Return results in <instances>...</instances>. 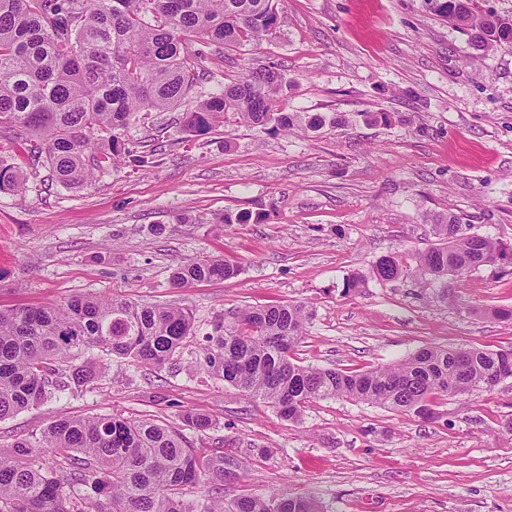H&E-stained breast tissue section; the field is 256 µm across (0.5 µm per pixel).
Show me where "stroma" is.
<instances>
[{"label": "stroma", "mask_w": 512, "mask_h": 512, "mask_svg": "<svg viewBox=\"0 0 512 512\" xmlns=\"http://www.w3.org/2000/svg\"><path fill=\"white\" fill-rule=\"evenodd\" d=\"M286 23L259 42L201 54L193 98L220 93L246 68L288 73L284 112L320 113L322 129L272 135L229 120L200 135L182 112L133 124L129 149L154 166L118 162L92 186L66 189L0 134V168L30 190L0 191V309L121 295L188 309L197 335L225 312L304 302L313 308L295 362L367 370L418 349L512 350V264L452 276L447 288L414 275L370 279L399 253L409 270L436 243L433 220L452 213L512 248V45L473 50L426 0H279ZM264 214L222 224L232 212ZM214 256L235 277L185 288L170 273ZM363 287L344 292L347 278ZM103 370L0 420V446L63 416L119 414L181 427L202 453L241 466L224 496L308 493L325 512H512V377L492 390L435 397L433 419L348 399L310 404L300 423L222 380L191 373L190 350L153 369L90 353ZM207 415L210 429L182 427Z\"/></svg>", "instance_id": "1"}]
</instances>
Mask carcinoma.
I'll return each instance as SVG.
<instances>
[{"mask_svg":"<svg viewBox=\"0 0 512 512\" xmlns=\"http://www.w3.org/2000/svg\"><path fill=\"white\" fill-rule=\"evenodd\" d=\"M454 23L477 51L512 44L502 15L461 0ZM283 22L277 0H0V126L23 142L28 158L44 160L68 189L92 184L122 155V136L143 112L176 109L196 84L197 57L188 38L210 44L259 41ZM290 86L275 68H249L224 91L183 113L184 131L203 133L231 116L263 129H316L322 116L281 112L276 98ZM30 191L27 179L0 169V191ZM439 242L417 253L415 272L445 281L512 253L489 236L468 233L450 214L435 224ZM216 257L180 262L177 288L234 276ZM407 273L398 256L378 258V281ZM312 317L302 303L246 307L224 314L205 337L193 369L205 371L284 419L302 420L319 400L345 398L394 412L432 416L437 394L490 389L512 377V350L426 346L405 359L365 371L302 365L290 357ZM193 315L170 305L122 296H84L60 305L0 310V419L37 406L62 388L94 382L75 361L94 350L160 369L192 335ZM197 430L209 418L180 415ZM0 454V512H324L310 494H240L215 487L184 497L206 476L231 479V455H200L180 430L120 415L62 417L40 434L18 438ZM89 485L72 498L63 485Z\"/></svg>","mask_w":512,"mask_h":512,"instance_id":"cac0c4a2","label":"carcinoma"}]
</instances>
